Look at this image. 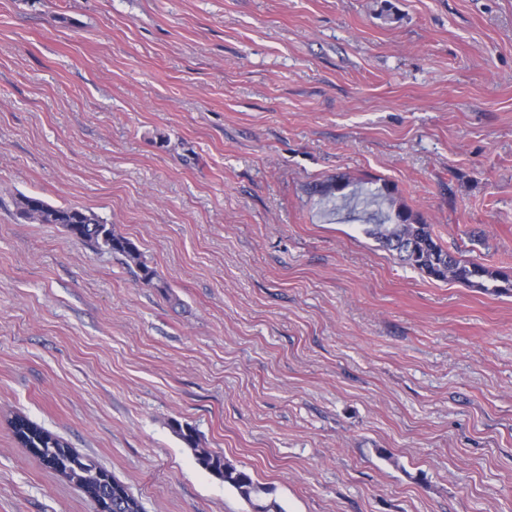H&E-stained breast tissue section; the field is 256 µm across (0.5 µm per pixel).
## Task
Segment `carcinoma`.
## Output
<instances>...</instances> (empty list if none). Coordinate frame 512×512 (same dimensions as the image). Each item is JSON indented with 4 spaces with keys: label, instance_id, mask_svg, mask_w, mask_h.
<instances>
[{
    "label": "carcinoma",
    "instance_id": "carcinoma-1",
    "mask_svg": "<svg viewBox=\"0 0 512 512\" xmlns=\"http://www.w3.org/2000/svg\"><path fill=\"white\" fill-rule=\"evenodd\" d=\"M17 215L38 224H61L74 238L99 251L122 257L128 267H136L138 281L155 287L159 281L157 272L141 260L137 246L126 237L115 233L112 225L105 224L91 211L76 206L55 207L39 197L21 195L14 201ZM365 234L381 244L382 247L397 256L412 268L431 279L453 281L470 288L488 289L489 282H503L512 288L509 277L478 262L463 259L445 248L434 232L433 225L410 212L401 209L374 218L367 225ZM17 439L24 446H36V441H51L58 448H67L69 444L62 437L25 421L14 426ZM175 433L192 450L199 448L198 433L190 425H177ZM197 464L224 484L235 488L238 493L253 504L254 512H269V507L257 503L267 490L257 484L252 476L224 461V455L210 451L204 456L195 455ZM103 468L98 472L84 471L85 493L92 499L109 498L112 500L110 512H143L136 501H117L112 495V487L101 480Z\"/></svg>",
    "mask_w": 512,
    "mask_h": 512
}]
</instances>
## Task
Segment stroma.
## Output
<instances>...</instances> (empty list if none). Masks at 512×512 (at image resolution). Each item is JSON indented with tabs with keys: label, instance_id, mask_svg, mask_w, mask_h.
Masks as SVG:
<instances>
[{
	"label": "stroma",
	"instance_id": "1",
	"mask_svg": "<svg viewBox=\"0 0 512 512\" xmlns=\"http://www.w3.org/2000/svg\"><path fill=\"white\" fill-rule=\"evenodd\" d=\"M350 190L512 276V0H0V512H512V291L407 266ZM91 210L161 285L18 195ZM14 432L17 439L26 447H38L35 443L34 439L39 441H52L53 445L57 448H68L69 444L66 440H64L59 435H56L45 428L38 426L28 420L25 419V422L20 426L14 424ZM174 432L189 448L194 450L195 460L201 468L222 481L224 485L235 488L244 499L251 503L254 512H270L268 506L254 503V500L258 501L262 494H267V490L257 484L248 472L224 462V455L219 452L210 451L205 456H200L197 453L198 433L194 427L178 423ZM81 471L87 497L94 500L103 498L112 499V509L110 512H143L140 502L133 496L132 497L135 501H117L114 495H112L111 485L108 482H102L100 474H97L94 471ZM136 501L139 502L140 507L136 506Z\"/></svg>",
	"mask_w": 512,
	"mask_h": 512
}]
</instances>
